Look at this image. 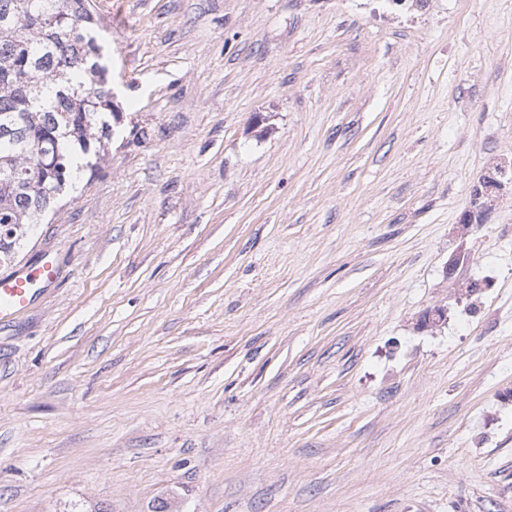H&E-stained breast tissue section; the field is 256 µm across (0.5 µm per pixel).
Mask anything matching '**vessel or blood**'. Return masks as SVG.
I'll return each mask as SVG.
<instances>
[{"mask_svg":"<svg viewBox=\"0 0 512 512\" xmlns=\"http://www.w3.org/2000/svg\"><path fill=\"white\" fill-rule=\"evenodd\" d=\"M57 268L48 259L0 274V322H9L25 313L40 290L55 282Z\"/></svg>","mask_w":512,"mask_h":512,"instance_id":"b4317fda","label":"vessel or blood"}]
</instances>
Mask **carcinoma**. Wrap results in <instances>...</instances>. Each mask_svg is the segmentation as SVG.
Listing matches in <instances>:
<instances>
[{
    "mask_svg": "<svg viewBox=\"0 0 512 512\" xmlns=\"http://www.w3.org/2000/svg\"><path fill=\"white\" fill-rule=\"evenodd\" d=\"M91 0H0V228L38 224L106 156L112 88Z\"/></svg>",
    "mask_w": 512,
    "mask_h": 512,
    "instance_id": "cac0c4a2",
    "label": "carcinoma"
}]
</instances>
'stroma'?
Segmentation results:
<instances>
[{
    "label": "stroma",
    "mask_w": 512,
    "mask_h": 512,
    "mask_svg": "<svg viewBox=\"0 0 512 512\" xmlns=\"http://www.w3.org/2000/svg\"><path fill=\"white\" fill-rule=\"evenodd\" d=\"M93 4L119 118L0 257L58 270L0 324V512H512V194L461 227L512 0Z\"/></svg>",
    "instance_id": "1"
}]
</instances>
